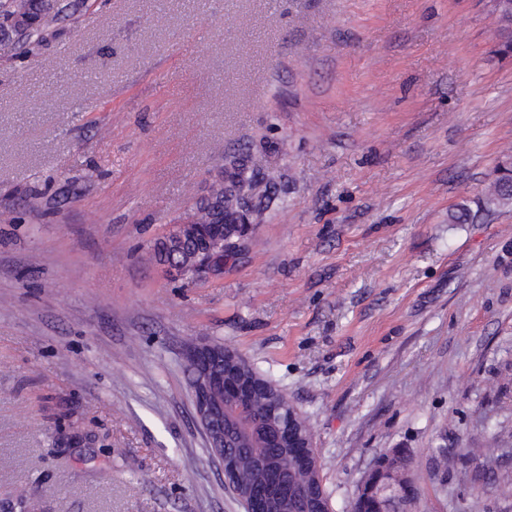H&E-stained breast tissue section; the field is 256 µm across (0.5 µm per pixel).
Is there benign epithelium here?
<instances>
[{"label": "benign epithelium", "instance_id": "1", "mask_svg": "<svg viewBox=\"0 0 512 512\" xmlns=\"http://www.w3.org/2000/svg\"><path fill=\"white\" fill-rule=\"evenodd\" d=\"M0 25L16 33L12 43L28 32V26L14 16H0ZM249 225L236 224L234 230L227 225L196 224L194 217H187L166 236L165 241L180 252L186 234L205 237L203 248L193 250L188 259L163 265L172 277L207 278L222 273L223 266L217 255L227 248L235 249L247 234ZM186 356L193 366L190 387L194 396L198 423L203 429L212 457L224 470V484L243 504L245 512H268L264 481L255 476L245 483L240 478L241 462L225 451V433L232 425L230 410H243V404L259 393L271 401L282 399V393L260 377L237 353L218 344H194L188 347ZM292 420L288 426L275 433L278 446L288 449L287 472L303 471L312 482L314 494L308 498V512H331L320 477L319 462L314 452L312 432L299 426L302 415L290 407ZM403 453L394 450L383 455L358 486L354 502L357 512H364V504L371 501L374 512H389L391 503L401 500L408 505L415 496V486L401 469Z\"/></svg>", "mask_w": 512, "mask_h": 512}]
</instances>
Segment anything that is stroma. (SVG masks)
<instances>
[{
  "label": "stroma",
  "mask_w": 512,
  "mask_h": 512,
  "mask_svg": "<svg viewBox=\"0 0 512 512\" xmlns=\"http://www.w3.org/2000/svg\"><path fill=\"white\" fill-rule=\"evenodd\" d=\"M60 4L0 46V512H244L193 342L307 419L333 512L395 449L409 512H512V205L448 221L512 156L490 0ZM254 157L223 274L149 262Z\"/></svg>",
  "instance_id": "35a3bbf8"
}]
</instances>
